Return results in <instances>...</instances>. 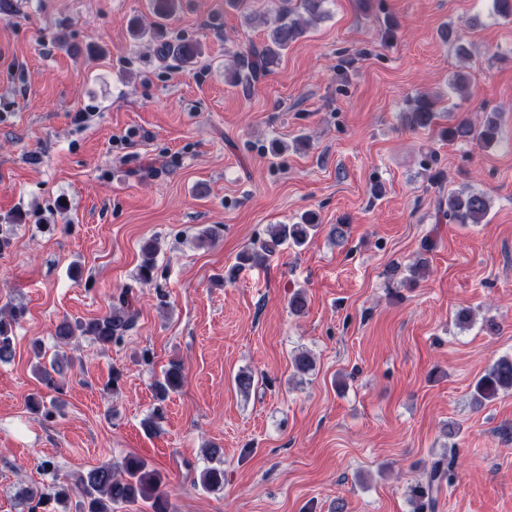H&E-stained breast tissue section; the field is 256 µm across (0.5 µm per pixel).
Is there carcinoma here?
Instances as JSON below:
<instances>
[{
    "label": "carcinoma",
    "mask_w": 512,
    "mask_h": 512,
    "mask_svg": "<svg viewBox=\"0 0 512 512\" xmlns=\"http://www.w3.org/2000/svg\"><path fill=\"white\" fill-rule=\"evenodd\" d=\"M181 0H153V10L157 17L164 19L175 14ZM327 0H270V11L275 19L268 26L261 46L251 45L233 55L229 66L224 69L225 80L241 88L244 95L251 94L259 78L268 75L278 64L282 53L300 38L308 27L327 15L324 4ZM131 34L136 39L147 35L156 39V53L166 60L170 57L184 65H192L202 54L199 43L180 42L172 44L163 40L160 28L149 32L139 24L131 26ZM408 108L401 113V122L411 129H425L437 118L436 102L418 92L407 100ZM448 141H476L490 145L498 141L500 127L493 115L475 124L463 119L441 131ZM489 209V198L474 189L454 192L448 195L447 208H438L442 217L454 224H480ZM318 227V216L306 212L294 224H277L271 228L268 237L246 247L239 253L238 263L231 266L224 279L232 282L238 271L247 264L262 265L273 257L279 248L288 243L303 247L313 237ZM158 242L146 241L141 247L142 258L138 266L137 282L140 286H150L157 279L156 255ZM136 296L132 288L122 290L114 299L112 307L104 316L88 321L61 320L55 327V336L67 343L76 336H88L102 347L124 341L135 326L134 304ZM26 315L23 307L0 308V363H9L15 353L13 327ZM294 369L302 374L313 370L314 359L310 352L302 350L292 358ZM63 366L54 358L49 363L39 365L38 378L57 393L63 391ZM185 374L181 363L172 361L161 376L153 383L158 404L142 421L143 429L152 433L159 428L164 418V403L170 394L177 392L184 384ZM512 390V358L499 359L489 371L476 382L473 397L477 403L491 401L501 391ZM63 401L54 398L50 405L33 396L30 409L42 414L45 419L54 417ZM450 480L448 467L443 462H435L425 483L412 490L416 512H434L438 505V494L443 483ZM199 485L205 490L219 489L224 485V462L205 467L199 474ZM24 512H58L56 504H66L63 512H116L126 508L130 512H170L169 494L162 489V479L155 470L148 469L138 458H126L119 465L103 464L94 467L86 475L73 480L56 478L48 487L31 486L20 494Z\"/></svg>",
    "instance_id": "carcinoma-1"
}]
</instances>
